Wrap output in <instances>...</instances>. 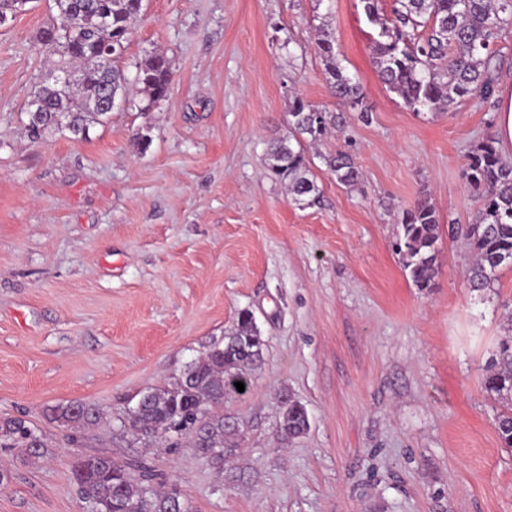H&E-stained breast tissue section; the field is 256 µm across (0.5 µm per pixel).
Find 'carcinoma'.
<instances>
[{
	"label": "carcinoma",
	"instance_id": "obj_1",
	"mask_svg": "<svg viewBox=\"0 0 512 512\" xmlns=\"http://www.w3.org/2000/svg\"><path fill=\"white\" fill-rule=\"evenodd\" d=\"M368 21L379 27L374 55L378 76L404 105L416 112H445L465 97H488L495 85L494 46L512 35V0H395L393 18L382 14L380 0H361ZM79 23L84 40L71 43L57 28V15L40 31L43 45L61 58L58 73L77 77L41 84L28 100V137L40 142L46 135L67 128L83 138L93 124H101L112 99L127 100L129 78L118 65L133 20L143 0H55ZM315 51L324 62L332 93L351 110L365 111L364 94L336 60L335 36L329 25L318 28ZM172 73L168 59L154 52L137 66L135 82L139 111L147 112L169 93ZM289 135L274 141L269 170L284 183L291 201L302 204L316 193L304 143L316 141L336 125L337 116L301 98L290 107ZM326 163L340 184H357L360 170L344 152ZM463 178L481 203L471 224H451L448 232L462 239L474 255L468 272L469 287L477 292L494 284L497 272L512 268V162L502 158L498 141L489 137L468 157ZM396 249L414 285L434 286L436 253L441 224L425 199L405 210ZM266 343L253 314H238L235 331L211 343L205 356L186 366L168 387L154 388L139 398L127 414L124 428L147 443L186 435L199 454L224 471V449L236 431L224 416V397L248 383L250 372L262 361ZM485 391L501 406L495 427L506 447H512V336L498 343L495 357L483 378ZM47 417L66 428L78 429L104 418L93 402L76 401L46 409ZM306 408L285 398L278 432L285 440L309 430ZM24 448L39 457L47 443L42 433L23 416L0 418V443ZM72 478L89 512H192L181 494L153 489L152 469L110 456L88 455L73 462Z\"/></svg>",
	"mask_w": 512,
	"mask_h": 512
}]
</instances>
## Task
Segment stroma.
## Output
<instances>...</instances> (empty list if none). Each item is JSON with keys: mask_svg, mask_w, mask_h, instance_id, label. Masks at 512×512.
Returning <instances> with one entry per match:
<instances>
[{"mask_svg": "<svg viewBox=\"0 0 512 512\" xmlns=\"http://www.w3.org/2000/svg\"><path fill=\"white\" fill-rule=\"evenodd\" d=\"M52 0L0 28V417L45 436L39 458L0 448V512H85L72 463L144 460L193 512H512V449L482 368L512 334V268L470 291L461 241L442 235L433 288L392 247L419 199L441 226L480 208L462 171L493 135L496 96L414 113L380 81L378 29L361 0H144L119 64L165 54L168 97L115 107L78 139L30 142L24 106L59 57L39 32ZM328 23L365 112L333 96L314 49ZM341 114L309 145L317 185L297 205L268 172L295 97ZM149 127V147L133 135ZM350 153L347 187L325 164ZM250 310L266 342L223 470L191 442L146 449L121 419ZM306 435L283 440L284 399ZM90 401L104 421L70 431L46 407Z\"/></svg>", "mask_w": 512, "mask_h": 512, "instance_id": "1", "label": "stroma"}]
</instances>
